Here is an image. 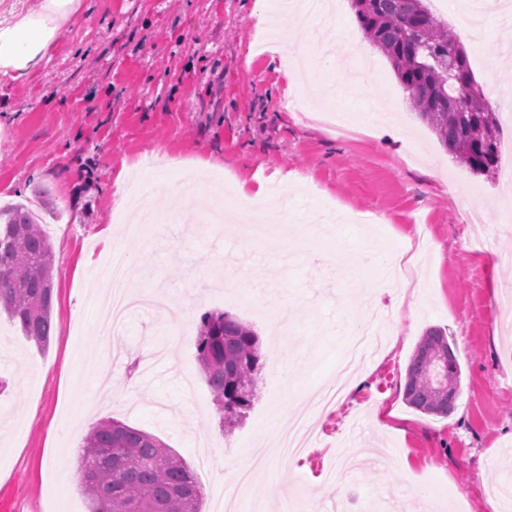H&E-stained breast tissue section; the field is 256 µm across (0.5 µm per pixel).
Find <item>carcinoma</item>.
<instances>
[{
	"instance_id": "carcinoma-1",
	"label": "carcinoma",
	"mask_w": 512,
	"mask_h": 512,
	"mask_svg": "<svg viewBox=\"0 0 512 512\" xmlns=\"http://www.w3.org/2000/svg\"><path fill=\"white\" fill-rule=\"evenodd\" d=\"M366 39L389 61L415 114L439 143L476 175H492L501 126L478 90L467 54L425 0H350ZM53 249L22 204L0 208V314L45 348L53 336ZM257 333L226 312H206L196 359L217 413L235 423L256 393ZM461 368L439 327L424 332L407 366L406 404L446 417L459 396ZM81 493L86 512H202L204 491L186 460L158 437L113 418L84 439Z\"/></svg>"
}]
</instances>
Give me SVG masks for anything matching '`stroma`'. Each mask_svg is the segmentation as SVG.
Returning <instances> with one entry per match:
<instances>
[{
	"label": "stroma",
	"instance_id": "1",
	"mask_svg": "<svg viewBox=\"0 0 512 512\" xmlns=\"http://www.w3.org/2000/svg\"><path fill=\"white\" fill-rule=\"evenodd\" d=\"M254 3L87 0L90 21L65 31L43 68L22 81L0 77V207L43 194L37 215L55 252L56 328L42 350L0 317V512H85L83 440L108 417L156 435L195 465L202 512H221L222 492L236 497L238 512H270L273 485L329 512L330 472L352 512H420L419 485L433 492L432 512H493L499 484L512 481V223L498 206L506 180L472 174L448 154L376 49L360 58L357 93L343 109L394 102L400 117L363 137L324 126L316 108L332 68L312 58L311 82L287 94L286 64L260 53ZM450 11L476 81L494 76L512 91V56L498 27L477 41L458 6ZM283 24L302 50L364 39L347 5L328 29L309 30L294 15ZM407 140L414 151H405ZM123 169L168 185L187 170L208 188L263 180L287 196L288 215L302 227L325 208L372 221L343 225L318 239L317 260L282 269L240 235L209 231L205 208L176 195L160 198L162 221L149 238L133 234L137 213L115 204ZM473 204L489 226L478 238L466 217ZM108 234L132 277L166 302L197 290L184 345L169 346L164 320L135 312L119 338L124 363L97 355L95 293ZM391 249L413 255L415 288L381 287L377 256ZM343 253L358 263L359 288L337 273ZM217 270L236 280L245 301L216 290ZM387 303L397 320L362 356L366 383L333 413H312L348 337ZM207 311L237 317L262 342L257 395L229 432L196 361V324ZM432 326L447 330L461 367L456 408L445 418L404 401L407 365ZM293 412L312 429L306 452L270 456L235 486L244 448L275 445ZM203 441L216 458L206 469L197 466Z\"/></svg>",
	"mask_w": 512,
	"mask_h": 512
}]
</instances>
